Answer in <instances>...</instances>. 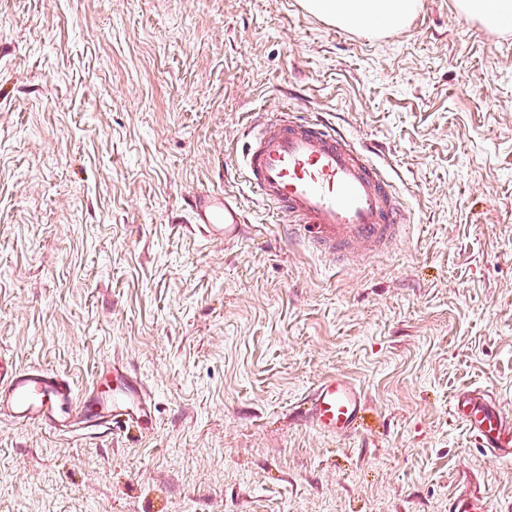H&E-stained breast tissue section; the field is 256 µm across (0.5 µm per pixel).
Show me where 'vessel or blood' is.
<instances>
[{
    "label": "vessel or blood",
    "instance_id": "vessel-or-blood-1",
    "mask_svg": "<svg viewBox=\"0 0 512 512\" xmlns=\"http://www.w3.org/2000/svg\"><path fill=\"white\" fill-rule=\"evenodd\" d=\"M247 139L241 162L250 187L317 251L345 263L364 249L397 242L405 209L379 165L347 136L321 121L279 112ZM190 209L201 233L227 242L245 222L242 209L218 194L195 196ZM365 406L359 385L331 375L301 399L295 416L324 436L346 440L358 434ZM153 411L150 393L120 360L81 396L64 373L0 361L1 420L38 423L62 434L89 427L114 434L147 428ZM451 411L487 454L512 458V419L495 404L463 398Z\"/></svg>",
    "mask_w": 512,
    "mask_h": 512
}]
</instances>
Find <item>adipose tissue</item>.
<instances>
[{"label":"adipose tissue","mask_w":512,"mask_h":512,"mask_svg":"<svg viewBox=\"0 0 512 512\" xmlns=\"http://www.w3.org/2000/svg\"><path fill=\"white\" fill-rule=\"evenodd\" d=\"M309 9L348 27L372 29L403 22L417 0H307ZM459 11L493 27H512V0H458Z\"/></svg>","instance_id":"1"}]
</instances>
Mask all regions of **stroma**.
<instances>
[{"label": "stroma", "instance_id": "obj_1", "mask_svg": "<svg viewBox=\"0 0 512 512\" xmlns=\"http://www.w3.org/2000/svg\"><path fill=\"white\" fill-rule=\"evenodd\" d=\"M327 121L383 164L408 224L336 263L248 186L247 131ZM236 198L239 241L194 195ZM83 392L112 358L150 429L0 421V512H512V461L453 416L512 415V28L419 0L337 27L303 0H0V352ZM367 393L357 437L293 418L322 377ZM193 223L201 233L229 242L240 233L245 222L243 210L226 196L203 193L195 196L190 204Z\"/></svg>", "mask_w": 512, "mask_h": 512}]
</instances>
